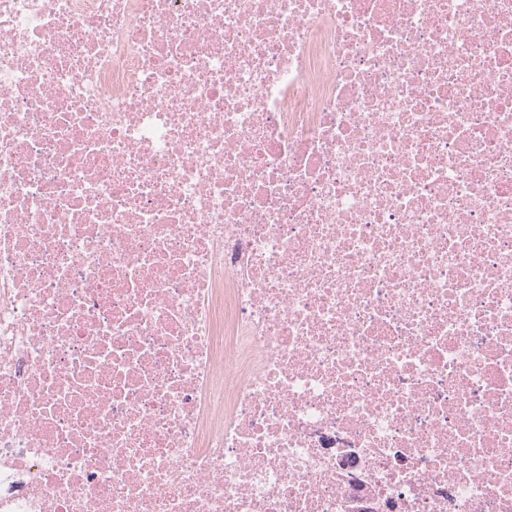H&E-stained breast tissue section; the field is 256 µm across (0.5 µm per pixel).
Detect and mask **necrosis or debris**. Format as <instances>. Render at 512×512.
I'll list each match as a JSON object with an SVG mask.
<instances>
[{
  "label": "necrosis or debris",
  "instance_id": "obj_1",
  "mask_svg": "<svg viewBox=\"0 0 512 512\" xmlns=\"http://www.w3.org/2000/svg\"><path fill=\"white\" fill-rule=\"evenodd\" d=\"M0 512H512V0H0Z\"/></svg>",
  "mask_w": 512,
  "mask_h": 512
}]
</instances>
